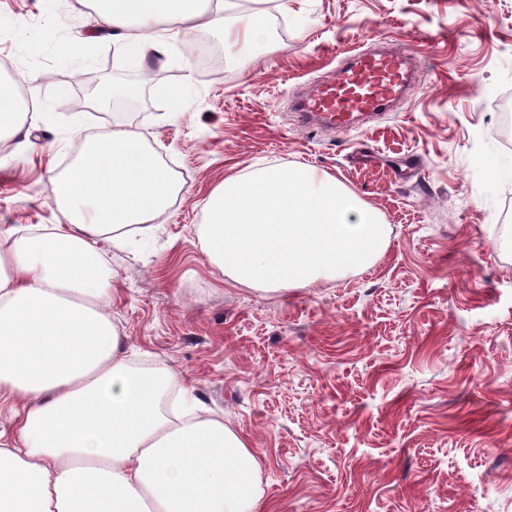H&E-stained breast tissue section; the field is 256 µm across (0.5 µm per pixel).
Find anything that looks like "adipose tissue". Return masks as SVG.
I'll return each mask as SVG.
<instances>
[{"mask_svg":"<svg viewBox=\"0 0 512 512\" xmlns=\"http://www.w3.org/2000/svg\"><path fill=\"white\" fill-rule=\"evenodd\" d=\"M99 28L148 64L171 51L158 32L263 43V11L233 17L228 0H92ZM12 80L0 79V139L31 147ZM124 115L95 135L57 184L66 225L0 230V512H258L260 462L247 439L195 404L164 407L171 376L127 365L105 308L112 290L93 247L152 220L178 185Z\"/></svg>","mask_w":512,"mask_h":512,"instance_id":"adipose-tissue-1","label":"adipose tissue"}]
</instances>
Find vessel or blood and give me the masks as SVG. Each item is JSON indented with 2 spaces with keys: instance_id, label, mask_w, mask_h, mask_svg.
<instances>
[{
  "instance_id": "obj_1",
  "label": "vessel or blood",
  "mask_w": 512,
  "mask_h": 512,
  "mask_svg": "<svg viewBox=\"0 0 512 512\" xmlns=\"http://www.w3.org/2000/svg\"><path fill=\"white\" fill-rule=\"evenodd\" d=\"M414 78L406 51L359 50L341 61L330 79L299 98L295 110L303 122L319 118L326 127L344 128L355 117L390 111Z\"/></svg>"
}]
</instances>
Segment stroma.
Here are the masks:
<instances>
[{
  "label": "stroma",
  "mask_w": 512,
  "mask_h": 512,
  "mask_svg": "<svg viewBox=\"0 0 512 512\" xmlns=\"http://www.w3.org/2000/svg\"><path fill=\"white\" fill-rule=\"evenodd\" d=\"M260 7L267 43L207 32V71L163 23L174 51L148 74L96 37L90 0H0V60L38 114L35 148L0 152V228L67 224L55 182L134 77L128 122L180 190L148 232L95 244L131 368L166 367L248 439L261 512H512V0ZM381 43L418 67L397 111L339 131L295 121L306 80ZM293 164L375 209L389 245L315 287L234 283L203 248L206 204L228 177Z\"/></svg>",
  "instance_id": "35a3bbf8"
}]
</instances>
